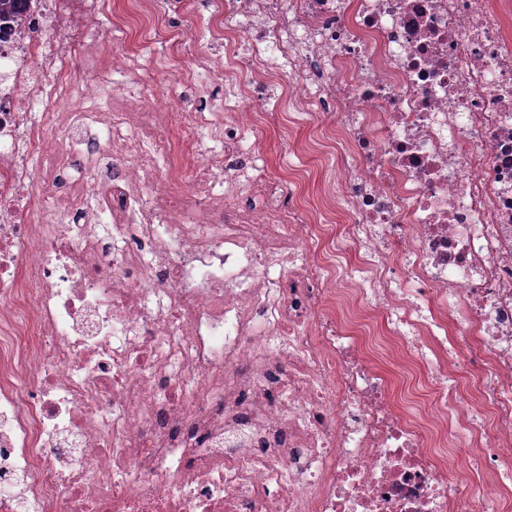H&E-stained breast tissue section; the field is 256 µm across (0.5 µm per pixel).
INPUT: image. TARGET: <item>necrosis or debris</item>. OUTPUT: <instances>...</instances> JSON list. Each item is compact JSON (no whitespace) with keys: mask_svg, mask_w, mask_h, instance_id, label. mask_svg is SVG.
I'll use <instances>...</instances> for the list:
<instances>
[{"mask_svg":"<svg viewBox=\"0 0 512 512\" xmlns=\"http://www.w3.org/2000/svg\"><path fill=\"white\" fill-rule=\"evenodd\" d=\"M211 5L190 112L77 38L103 0L0 34V512H503L512 0ZM286 110L333 131L330 236L252 162ZM350 302L434 380L419 418Z\"/></svg>","mask_w":512,"mask_h":512,"instance_id":"1","label":"necrosis or debris"}]
</instances>
